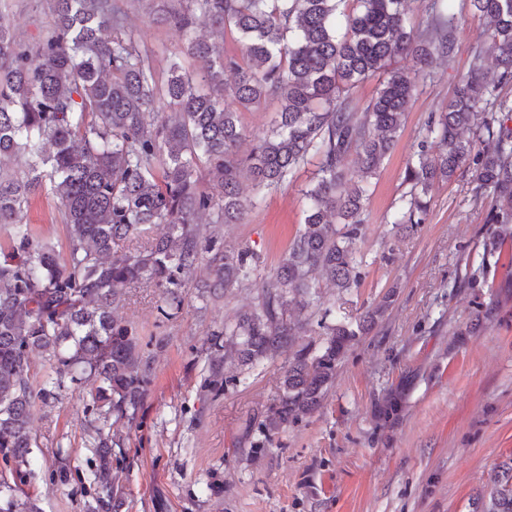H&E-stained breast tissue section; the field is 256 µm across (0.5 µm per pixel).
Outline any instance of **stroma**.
<instances>
[{"mask_svg": "<svg viewBox=\"0 0 512 512\" xmlns=\"http://www.w3.org/2000/svg\"><path fill=\"white\" fill-rule=\"evenodd\" d=\"M126 11L157 76L176 58L192 67L180 54V32L152 20L143 0H126ZM0 21L36 41L50 21L47 0H0ZM486 28L485 19L466 15L452 62L434 61L433 80L417 85L371 184L357 287L318 276V310L328 322L356 320L382 302L387 309L346 350L312 415L269 440L259 427L282 393L288 350L253 369L227 362L222 395L204 386L213 331L253 306L257 288L203 296L201 267L172 315L163 316L153 288L119 308L144 337L163 340L148 348L153 374L141 423L121 431L122 512H473L478 492L512 458V224L490 223L493 194L465 167L432 186L425 223L398 231L389 218L422 127L469 75ZM309 180L301 173L216 233L249 247L260 274L275 271L303 223ZM27 219L65 251L53 196L36 197ZM91 403L88 387L71 385L32 410L35 478L26 491L43 512L85 510ZM63 458L74 470L65 486L55 479Z\"/></svg>", "mask_w": 512, "mask_h": 512, "instance_id": "obj_1", "label": "stroma"}]
</instances>
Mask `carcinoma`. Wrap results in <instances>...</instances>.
<instances>
[{"mask_svg": "<svg viewBox=\"0 0 512 512\" xmlns=\"http://www.w3.org/2000/svg\"><path fill=\"white\" fill-rule=\"evenodd\" d=\"M178 2L162 5V20L185 37L197 67L186 72L174 61L164 81L119 0H50L51 21L33 43L0 24V228L8 231L0 246V460L9 472L0 479V512H39L36 500L18 496L34 475L30 414L36 401L57 400L67 379L95 390L86 410L97 434L87 512H119L106 428L137 420L153 365L138 328L116 308L133 291L155 288L167 308L179 309L204 259L215 290L257 277L254 254L204 234L201 216L237 223L306 165L316 167L303 228L263 278L253 311L212 333L208 387L216 394L226 354L254 365L306 332L286 313L319 305L317 274L338 288L358 284L369 179L393 148L429 61L453 57L467 12L489 19L487 41L445 111L426 122L391 223H425L434 182L466 165L496 195L489 222L512 223V102L494 94L512 82V0H426L416 27L406 0H352L348 11L347 0ZM203 27L236 33L241 55L224 54ZM488 52L497 62L492 78L483 71ZM399 56L416 68H389ZM376 76L380 88L361 112L354 91ZM269 100L279 105L272 127L246 134L239 112ZM473 128L484 137L463 136ZM351 165L355 180L347 178ZM44 192L58 202L64 254L26 220ZM153 224L166 232L149 236ZM388 302L354 324L320 322L326 341L288 361L282 395L260 423L267 439L318 409L338 362ZM35 349L49 364L37 389L29 373ZM477 512H512V458L481 490Z\"/></svg>", "mask_w": 512, "mask_h": 512, "instance_id": "carcinoma-1", "label": "carcinoma"}]
</instances>
